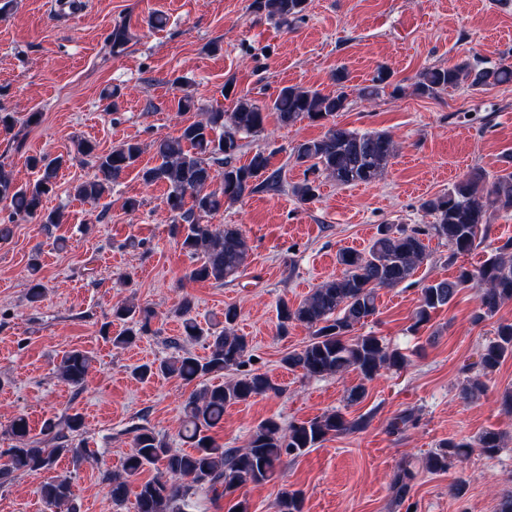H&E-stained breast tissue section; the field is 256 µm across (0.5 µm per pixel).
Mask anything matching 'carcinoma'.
I'll use <instances>...</instances> for the list:
<instances>
[{
  "instance_id": "1",
  "label": "carcinoma",
  "mask_w": 512,
  "mask_h": 512,
  "mask_svg": "<svg viewBox=\"0 0 512 512\" xmlns=\"http://www.w3.org/2000/svg\"><path fill=\"white\" fill-rule=\"evenodd\" d=\"M308 4L309 0H252L249 8L288 28L303 19ZM347 80L346 69L340 67L336 69V92L332 94L288 85L279 88L267 103L235 93V84L228 80L224 83V98L231 99V111L212 109L204 119L183 125L178 136L153 142L159 163L142 168L141 180L147 186L166 187L163 203L171 217L173 234L180 237V248L197 260L186 273L188 279L222 284L235 280L242 272L248 256L242 231L231 225L204 223L202 218L219 212L226 203H237L251 194L278 191L282 187L281 170L271 168L270 155L265 151L258 150L248 162L237 164L241 136L263 132L268 113H275L283 126L306 119L325 128L321 137L293 148L296 161L308 164V173L324 172L343 186L369 184L382 178L397 153V143L384 130L358 131L336 123L337 114L348 106ZM465 83L475 90L512 83V63L505 58L494 64L464 59L448 67L427 68L416 76L414 92L437 96ZM389 86L393 87L392 96L403 93L402 87L391 85L388 68L379 66L358 94L373 100L385 94ZM78 152L92 157L93 164L91 174L74 186V195L97 203L138 162L143 145L129 140L98 154L92 142L83 140L78 143ZM503 162L505 167L494 175L474 168L448 191L424 200L420 208L432 217V224L425 228H379L367 250L343 249L337 254L341 275L323 281L295 306L281 303V331L285 333L290 324L298 323L311 333L304 346L281 359L282 366L300 371L308 378L348 370L358 372L359 383L347 392L350 404L364 397L366 384L381 370L403 369L407 357L399 349L372 333L355 336L353 332L356 326L366 324L376 315L377 290L400 286L427 260L424 237L430 235L448 243L450 264L484 242L492 221L512 210V153L505 155ZM28 164L38 177L25 186L16 185L11 174L0 167V201L9 203L13 215L35 217L45 227L62 223L61 212L43 210V199L54 190L66 159L32 155ZM218 176L222 178L220 191L207 190ZM291 192L300 203L307 204L319 196V184L306 178L293 185ZM464 288L477 291L478 306L473 313L476 323L494 317L502 304L512 301V239L495 247L481 265L472 269L459 267L454 279L425 284L411 329L417 331L427 324L434 311L448 305ZM193 309V301L187 297L176 310L185 340L203 335ZM113 316L130 323L112 337L113 347L126 349L149 331L153 313L122 303L113 308ZM238 318L236 306L224 309V329L210 333V353L202 360L184 351L156 365L142 364L133 369V375L141 380L162 375L191 381L229 369L239 371V376L224 385L200 389L184 404L180 436L193 451L177 452L155 431L139 429L122 473L106 477L112 504L120 506L126 501L127 478L139 475L147 466L160 464L164 472L140 485L137 512H185L197 487L205 488L216 502L229 498L247 483L261 484L273 479L283 456L301 455L330 436L360 431L367 426V419L362 416L348 420L342 412L334 410L293 422L286 429L276 419L268 418L254 428L242 448H226L217 443L209 431L223 420L225 406L280 392L268 373L247 368L252 355L247 337L237 333ZM508 357H512V323H500L494 337L482 344L474 363L479 375L466 379L461 398L468 402L477 398L484 391L481 377L496 370ZM89 363L86 352L71 350L62 357L59 375L80 388L86 381ZM82 427V417L77 413L46 422L42 434L56 440L57 446L42 448L29 439L30 427L25 416L15 417L10 433L18 445L3 453L6 460L0 464V486L19 475L50 469L61 456L69 457L73 470H78L92 455L84 444L69 442ZM502 447V434L487 430L472 439L440 443L426 458L424 467L431 473L446 472L476 449L491 457ZM415 479L416 474L409 468L395 473L391 483L395 498L405 500ZM39 494L50 512H76L70 474L41 483ZM276 508L277 512H303L301 493L282 490Z\"/></svg>"
}]
</instances>
